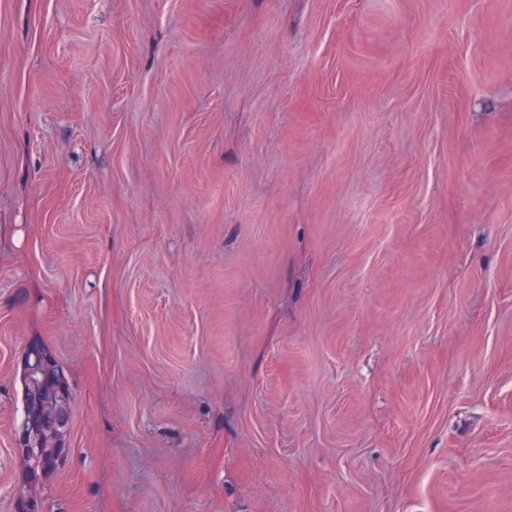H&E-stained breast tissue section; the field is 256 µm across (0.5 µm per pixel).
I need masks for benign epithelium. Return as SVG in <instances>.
Here are the masks:
<instances>
[{
    "label": "benign epithelium",
    "instance_id": "7a95c632",
    "mask_svg": "<svg viewBox=\"0 0 512 512\" xmlns=\"http://www.w3.org/2000/svg\"><path fill=\"white\" fill-rule=\"evenodd\" d=\"M23 370L29 392L23 398L24 418L16 432L17 441L28 450L40 446L41 433L53 436V444L42 451V459L46 460L47 468L54 470L69 452L67 437L74 393L47 349H27Z\"/></svg>",
    "mask_w": 512,
    "mask_h": 512
}]
</instances>
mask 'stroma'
Here are the masks:
<instances>
[{
  "label": "stroma",
  "instance_id": "obj_1",
  "mask_svg": "<svg viewBox=\"0 0 512 512\" xmlns=\"http://www.w3.org/2000/svg\"><path fill=\"white\" fill-rule=\"evenodd\" d=\"M74 392L29 477L27 346ZM512 512V0H0V512Z\"/></svg>",
  "mask_w": 512,
  "mask_h": 512
}]
</instances>
